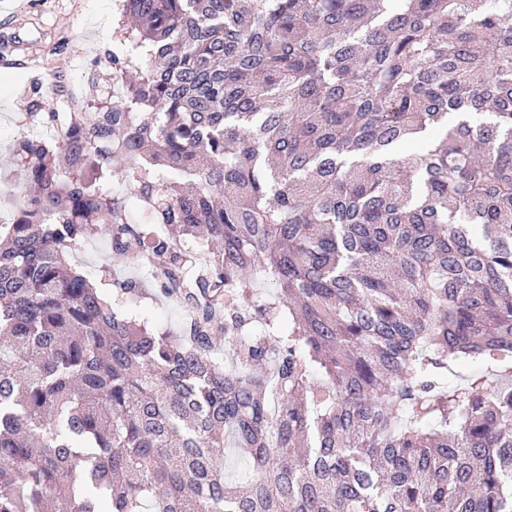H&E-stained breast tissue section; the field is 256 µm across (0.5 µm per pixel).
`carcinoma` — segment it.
Segmentation results:
<instances>
[{"label": "carcinoma", "mask_w": 512, "mask_h": 512, "mask_svg": "<svg viewBox=\"0 0 512 512\" xmlns=\"http://www.w3.org/2000/svg\"><path fill=\"white\" fill-rule=\"evenodd\" d=\"M122 10L125 103L15 148L0 512H512V0ZM98 234L183 327L76 271ZM97 177L94 186L97 190L106 195H115L123 199H129L130 197V184L125 177L124 165L121 161H117L112 166V172L104 173L102 176ZM117 307L123 315L145 324L159 334L177 331L185 318L183 308L162 297L141 299L138 302H123Z\"/></svg>", "instance_id": "cac0c4a2"}]
</instances>
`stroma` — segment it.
Returning a JSON list of instances; mask_svg holds the SVG:
<instances>
[{"instance_id": "obj_1", "label": "stroma", "mask_w": 512, "mask_h": 512, "mask_svg": "<svg viewBox=\"0 0 512 512\" xmlns=\"http://www.w3.org/2000/svg\"><path fill=\"white\" fill-rule=\"evenodd\" d=\"M109 29L101 39V29ZM135 55L136 43L121 15V0H0V224L11 222L7 201L20 185L13 149L33 134H50L51 113L92 112L117 100L112 52ZM79 272L104 293L117 279L150 287L134 262L116 255L106 237L94 235L72 255ZM123 315L163 333L185 318L164 298L123 302Z\"/></svg>"}]
</instances>
